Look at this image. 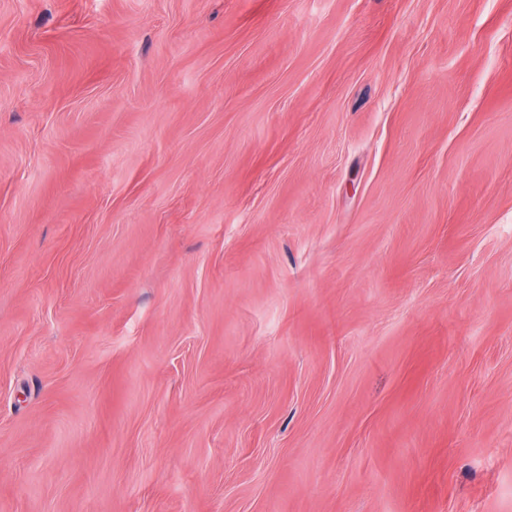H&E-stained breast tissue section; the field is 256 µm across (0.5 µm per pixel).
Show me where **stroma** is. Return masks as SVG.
I'll return each instance as SVG.
<instances>
[{
    "label": "stroma",
    "instance_id": "1",
    "mask_svg": "<svg viewBox=\"0 0 512 512\" xmlns=\"http://www.w3.org/2000/svg\"><path fill=\"white\" fill-rule=\"evenodd\" d=\"M0 512H512V0H0Z\"/></svg>",
    "mask_w": 512,
    "mask_h": 512
}]
</instances>
